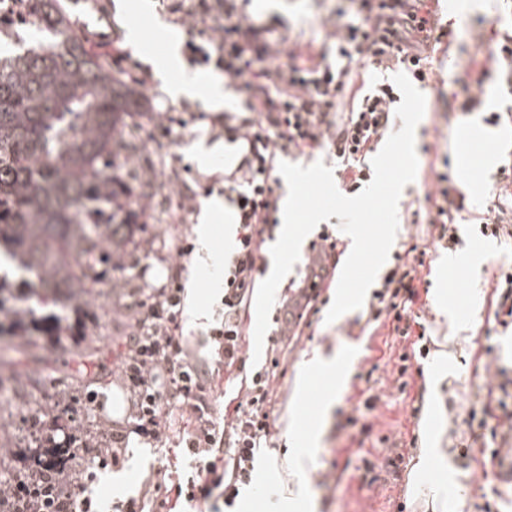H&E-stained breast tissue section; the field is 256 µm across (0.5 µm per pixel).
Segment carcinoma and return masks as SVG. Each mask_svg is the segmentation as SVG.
<instances>
[{
    "label": "carcinoma",
    "mask_w": 512,
    "mask_h": 512,
    "mask_svg": "<svg viewBox=\"0 0 512 512\" xmlns=\"http://www.w3.org/2000/svg\"><path fill=\"white\" fill-rule=\"evenodd\" d=\"M138 92L86 48L58 0H21L13 22L0 23V253L38 280L14 288L0 279V337L24 336L19 357L35 358V337L80 334L81 293L97 282L91 263L101 234L123 250L137 227L126 208L140 149L132 121ZM22 294L23 308L10 301ZM68 442L29 448L31 465L60 469Z\"/></svg>",
    "instance_id": "carcinoma-1"
}]
</instances>
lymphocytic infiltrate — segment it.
<instances>
[{
	"instance_id": "obj_1",
	"label": "lymphocytic infiltrate",
	"mask_w": 512,
	"mask_h": 512,
	"mask_svg": "<svg viewBox=\"0 0 512 512\" xmlns=\"http://www.w3.org/2000/svg\"><path fill=\"white\" fill-rule=\"evenodd\" d=\"M171 12L177 23L196 31L186 43L189 60L215 63L225 78L241 82L247 92L240 111L224 115L225 133L243 151L235 171L224 179L237 236L224 259V308L220 322L208 332L207 359H192L183 341L185 288L180 270L182 258L193 251L188 244L178 248L166 284L150 289L137 302L133 332L116 346V369L133 399V433L156 442L174 439L195 466L181 473L163 468L151 473L140 497L111 503V512H177L180 505L208 500L216 492L230 506L241 487L253 482L255 454L269 435L273 390L266 370L246 373L240 352L246 309L262 273L260 252L279 224L273 188L279 159L328 151L336 159L342 189L349 194L362 190L373 176L372 155L399 128L395 109L401 96L387 82L362 90L355 81L357 70L398 68L415 82L428 83L433 75L428 52L445 36L428 0H349L348 7L336 11L343 22L332 32L336 61L330 64L310 47L301 53L284 52L285 38L277 23L255 24L243 14L238 0H178ZM215 12L220 23L206 26ZM208 41L215 42L217 55L205 49ZM340 97L346 100L343 112L336 109ZM498 176L492 188L498 203L481 214L477 233L512 241V205L503 201L512 192L511 160L499 167ZM433 184L424 195L433 208L428 215L434 232L431 246L415 244L395 253L368 305L373 319L391 317L395 335L404 339L418 322L412 307L419 297L416 283L428 249L455 252L461 243L455 225L462 212L475 208L458 193L450 171L435 172ZM321 238L322 245L308 249L296 294L273 317L280 335L297 326L311 327L320 290L336 279L340 238L326 231ZM220 373L244 378L245 387L242 395L225 404L219 424L212 417L209 379ZM497 407L502 410L498 417L486 404L469 411L465 423L474 442L512 435V410L503 400ZM83 476L80 468L37 471L29 482L18 483L14 494L23 496L28 483L42 481L49 496L31 505V512H101L91 497L76 498ZM165 483L170 495L153 496V489Z\"/></svg>"
}]
</instances>
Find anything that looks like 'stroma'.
I'll list each match as a JSON object with an SVG mask.
<instances>
[{"label": "stroma", "mask_w": 512, "mask_h": 512, "mask_svg": "<svg viewBox=\"0 0 512 512\" xmlns=\"http://www.w3.org/2000/svg\"><path fill=\"white\" fill-rule=\"evenodd\" d=\"M137 2L61 0V5L93 54L104 60L120 49L127 55L126 68L146 77L140 89L146 112H168L185 120L164 149L166 168L157 178L166 182L169 171H177L194 198L190 208L173 209L167 216L145 209L125 251L95 266L104 281L90 290L85 335L44 345L42 362L5 379L10 398L0 404V481L20 480L22 448L42 442L47 426L57 419H64L79 444L127 427L131 397L113 371L112 360L115 342L131 331L136 291L165 284L176 247L195 243L193 229L203 203L223 199L224 176L238 163V149L215 125L214 113L197 99L172 101L149 61L164 52L166 38L187 40L188 27L174 23L167 0H151V9L144 13L138 12ZM241 9L254 19L279 18L293 49L304 47L310 37H325L337 22L336 0H271L262 12L252 0H243ZM439 13L453 32L451 52L459 59L477 54L494 26L512 23V5L505 0H448ZM134 25L143 37L138 51L127 43ZM456 78V72H449L446 82L428 89L425 114L415 133L418 172L399 199L395 251L409 248L423 235L411 203L423 197L439 156H449L454 178L468 182L471 200L488 208L495 205L490 186L501 156L512 151V125L486 124L480 112L449 111V97L461 90ZM462 129L472 136L466 158L456 150ZM202 141L218 147L206 164L196 159L195 147ZM458 234L463 245L457 252L433 251L426 258L430 285L413 310L422 317L430 353L406 375L398 373V357L411 343L394 335L390 320L371 321L362 307L326 323L334 289L322 290L310 329L299 336L267 330L259 351L254 348L256 316L247 313L242 355L272 368L276 401L270 411V446L257 462L254 486L241 490L234 512H432L428 494L441 482L440 475L433 469L419 477L414 474L429 431L436 434L439 447L447 449L454 471L453 479L441 482L449 501L462 502L461 512H481L490 494L500 512H512V486L494 489L479 477L484 457L471 446L464 423L472 404L486 400L488 391L501 382L495 374L481 382L470 377L472 370L490 364L483 351L486 341H494L499 366L512 375V330H504L495 319L496 276L500 264L512 259V250L476 237L474 225L468 223L459 225ZM234 242L223 218H215L210 252L196 250L182 261L181 279L194 294L182 314L183 335L193 355L206 351V333L218 317L224 294L223 255ZM88 344L98 348L96 380L73 375L77 353ZM316 356L338 360L344 387L326 374L303 378V362ZM415 407L420 410L416 416L411 413ZM314 426L321 429L320 441L303 472L291 476L288 459L303 448ZM174 459L169 443L128 449L120 467L95 469L92 489L103 503L115 495H138L143 479Z\"/></svg>", "instance_id": "obj_1"}]
</instances>
